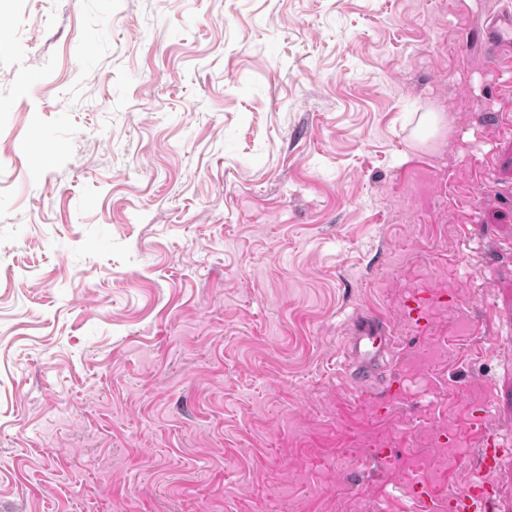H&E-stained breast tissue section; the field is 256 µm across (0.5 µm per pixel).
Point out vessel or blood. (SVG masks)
Listing matches in <instances>:
<instances>
[{"mask_svg":"<svg viewBox=\"0 0 512 512\" xmlns=\"http://www.w3.org/2000/svg\"><path fill=\"white\" fill-rule=\"evenodd\" d=\"M482 39L489 46L493 66L504 77L508 94L512 95V7L495 14L482 29ZM394 339L379 320L368 317L360 321L346 336L344 358L357 385L370 389L378 379L384 356L391 352ZM478 431V468L481 479L474 481L468 491L448 501V512H486L494 495L492 479L503 466L507 449L489 431V420L480 417Z\"/></svg>","mask_w":512,"mask_h":512,"instance_id":"b4317fda","label":"vessel or blood"}]
</instances>
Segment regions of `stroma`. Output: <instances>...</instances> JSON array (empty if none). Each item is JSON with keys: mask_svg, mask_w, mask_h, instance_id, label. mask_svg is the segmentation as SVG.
<instances>
[{"mask_svg": "<svg viewBox=\"0 0 512 512\" xmlns=\"http://www.w3.org/2000/svg\"><path fill=\"white\" fill-rule=\"evenodd\" d=\"M503 2L0 0V512H442L478 478L474 415L512 443ZM482 40L490 47L493 66L505 77L512 98V7L506 3L482 28ZM394 339L379 320L367 317L345 337L344 358L350 374L363 389L378 379L384 356L392 351Z\"/></svg>", "mask_w": 512, "mask_h": 512, "instance_id": "stroma-1", "label": "stroma"}]
</instances>
